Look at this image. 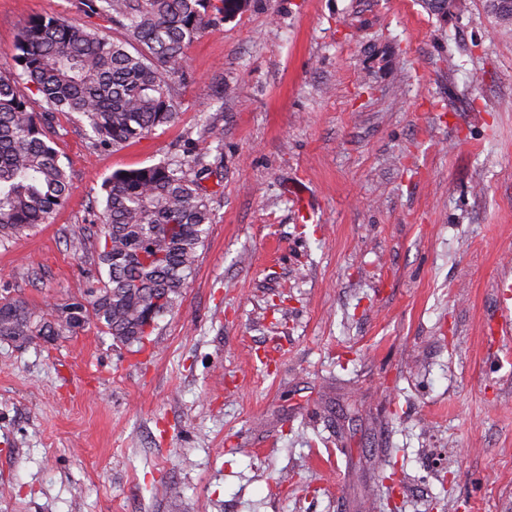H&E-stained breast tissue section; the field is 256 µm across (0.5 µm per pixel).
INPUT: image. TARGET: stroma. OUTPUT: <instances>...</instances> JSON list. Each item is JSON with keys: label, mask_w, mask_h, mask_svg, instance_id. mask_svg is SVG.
<instances>
[{"label": "stroma", "mask_w": 512, "mask_h": 512, "mask_svg": "<svg viewBox=\"0 0 512 512\" xmlns=\"http://www.w3.org/2000/svg\"><path fill=\"white\" fill-rule=\"evenodd\" d=\"M252 0L187 49L178 119L91 150L0 295L79 294L71 240L112 173L223 130L214 219L153 352L87 327L0 341V512H512V31L485 0ZM34 16L0 0V73Z\"/></svg>", "instance_id": "obj_1"}]
</instances>
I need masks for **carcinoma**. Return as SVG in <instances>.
<instances>
[{
	"label": "carcinoma",
	"instance_id": "obj_1",
	"mask_svg": "<svg viewBox=\"0 0 512 512\" xmlns=\"http://www.w3.org/2000/svg\"><path fill=\"white\" fill-rule=\"evenodd\" d=\"M85 11L121 31L58 17L31 18L10 48L16 75L0 74V246L46 223L63 205L69 177L54 147L58 114L87 127L93 148L125 146L174 122L182 108L176 79L186 77V49L205 22L245 13L250 0H83ZM445 18L458 0H421ZM498 24L512 28V0H487ZM42 98L34 111L17 80ZM209 146L193 158L113 173L94 200L97 270L78 296L44 312L0 297V336L55 341L93 325L121 345L149 342L145 330L179 306L199 247L212 223L204 176L219 171L223 131L207 129Z\"/></svg>",
	"mask_w": 512,
	"mask_h": 512
}]
</instances>
